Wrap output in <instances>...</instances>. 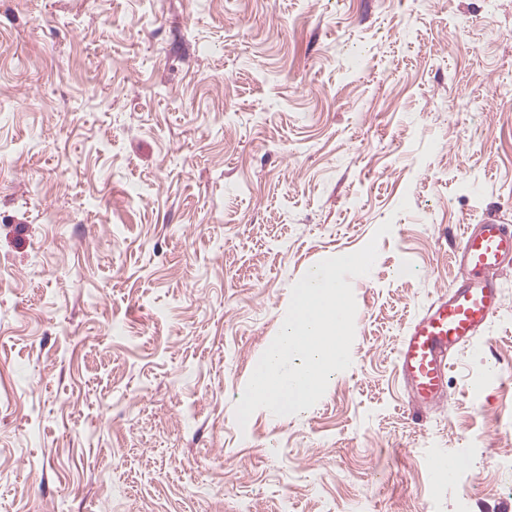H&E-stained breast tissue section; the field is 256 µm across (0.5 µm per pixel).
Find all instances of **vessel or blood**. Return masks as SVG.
Wrapping results in <instances>:
<instances>
[{
	"mask_svg": "<svg viewBox=\"0 0 512 512\" xmlns=\"http://www.w3.org/2000/svg\"><path fill=\"white\" fill-rule=\"evenodd\" d=\"M449 260L458 270L457 280L410 324L397 351L414 406L444 402L450 358L482 336L500 310L497 274L512 266V228L495 215L466 226Z\"/></svg>",
	"mask_w": 512,
	"mask_h": 512,
	"instance_id": "obj_1",
	"label": "vessel or blood"
}]
</instances>
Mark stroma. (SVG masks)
Instances as JSON below:
<instances>
[{"label":"stroma","mask_w":512,"mask_h":512,"mask_svg":"<svg viewBox=\"0 0 512 512\" xmlns=\"http://www.w3.org/2000/svg\"><path fill=\"white\" fill-rule=\"evenodd\" d=\"M497 212L512 0H0V512H512V268L442 405L396 372ZM388 220L351 366L238 426L292 285Z\"/></svg>","instance_id":"stroma-1"}]
</instances>
